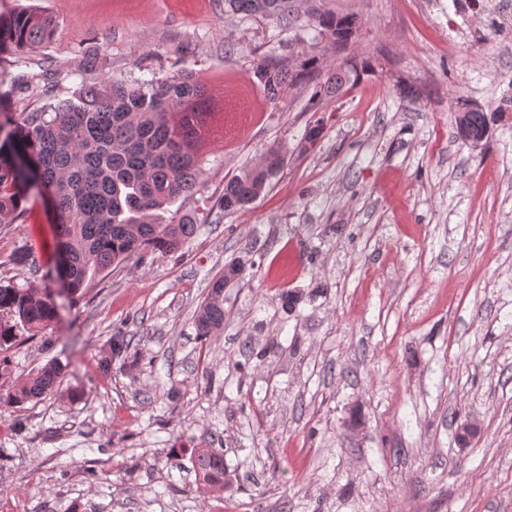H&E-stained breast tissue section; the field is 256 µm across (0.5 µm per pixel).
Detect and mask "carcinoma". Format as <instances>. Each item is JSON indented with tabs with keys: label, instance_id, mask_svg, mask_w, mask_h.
I'll list each match as a JSON object with an SVG mask.
<instances>
[{
	"label": "carcinoma",
	"instance_id": "obj_1",
	"mask_svg": "<svg viewBox=\"0 0 512 512\" xmlns=\"http://www.w3.org/2000/svg\"><path fill=\"white\" fill-rule=\"evenodd\" d=\"M242 16H274L284 24L296 20L294 0H224ZM321 34L344 47L359 26L354 14L316 12ZM51 15L21 10L0 21V49L36 47L49 39ZM372 63L356 55L323 72L318 58H306L300 67L260 57L254 74L267 98L283 100L304 85L313 89L312 108L352 88ZM209 83L185 71L155 80L81 81L72 98L40 112L0 119V224L12 223L23 212L28 193L20 173L30 165L52 189L59 226V249L66 261L72 292L78 294L97 275L145 252L161 255L177 250L195 231L184 219L158 222L157 212L192 194L203 175L201 143L212 129L215 113ZM457 131L487 132L503 117L478 108L461 113ZM286 152L270 148L253 168L224 184L221 206L227 213L246 210L269 186L285 162ZM240 273V263L228 265L211 285L196 316V335L207 338L224 327V286ZM0 378L12 373L9 351L24 334L35 332L55 316L48 295L30 288L0 283ZM130 341L112 337L103 366L128 360ZM65 366L52 360L24 382L15 385L0 402L20 406L57 391ZM194 469L200 481L224 487V456L210 448H194Z\"/></svg>",
	"mask_w": 512,
	"mask_h": 512
}]
</instances>
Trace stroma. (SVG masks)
Returning <instances> with one entry per match:
<instances>
[{
    "instance_id": "stroma-1",
    "label": "stroma",
    "mask_w": 512,
    "mask_h": 512,
    "mask_svg": "<svg viewBox=\"0 0 512 512\" xmlns=\"http://www.w3.org/2000/svg\"><path fill=\"white\" fill-rule=\"evenodd\" d=\"M296 6L290 29L225 15L224 0H0V15L55 19L46 43L0 55V110L70 98L94 55L89 79L193 70L225 123L250 115L208 140L199 187L158 218L191 217L193 236L109 267L82 296L56 277L45 194L0 224V281L50 289L56 307L0 393L67 366L59 392L0 408V512H512V111L478 150L455 123L512 96V0L475 14L453 0ZM314 8L357 15L347 51L376 65L319 113L310 88L273 103L252 73L262 56L337 60ZM400 81L422 98L400 100ZM272 146L288 154L270 186L224 213L225 183ZM237 260L224 328L200 339L198 309ZM117 333L138 360L102 369ZM195 448L223 452L230 486L198 481Z\"/></svg>"
}]
</instances>
